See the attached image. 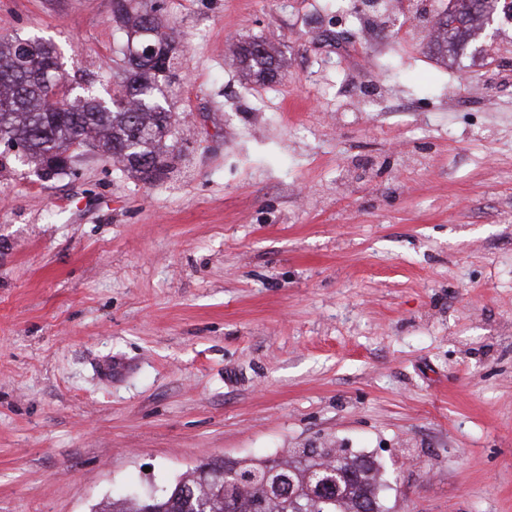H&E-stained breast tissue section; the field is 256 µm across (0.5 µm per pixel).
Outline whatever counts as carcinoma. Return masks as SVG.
<instances>
[{"mask_svg": "<svg viewBox=\"0 0 512 512\" xmlns=\"http://www.w3.org/2000/svg\"><path fill=\"white\" fill-rule=\"evenodd\" d=\"M482 0H455L440 21L442 32L430 47L438 54L448 53V47L471 39L485 24ZM160 27L158 18L149 21L146 14L124 0L120 29L122 41L134 37L141 43L152 39L144 34ZM17 37L0 38V68L9 67L14 77L0 81V98L9 97L12 109L0 112V134L16 142L24 150L22 164L43 166L48 155L65 151L74 144H93L103 157L119 162L125 150L138 156L143 163L130 170L142 175L163 171L170 154L169 138L173 130L172 112L166 107L163 86L174 77L173 65L166 67L148 57L123 71L124 78L114 88L123 98L138 103L134 110L122 105L102 107L77 91L62 103V110L51 112L47 106L49 84L69 80L70 73L44 71V63L54 58V47L39 39H27L24 60L14 61ZM283 52L264 40L237 45L231 61L243 76L255 83L274 81L282 67ZM331 450L308 448L296 455L279 459L280 473L287 476L292 496L269 494L275 475L266 461L247 463L222 460L198 466L201 474L187 472L163 495L146 504L137 497L124 495L112 500L99 512H144L151 506L154 512H257V503L267 502V512H387L383 491L387 487L375 463L360 457L340 468L333 490L325 499L317 496L322 472V458ZM236 469L242 487L226 483L224 466Z\"/></svg>", "mask_w": 512, "mask_h": 512, "instance_id": "cac0c4a2", "label": "carcinoma"}]
</instances>
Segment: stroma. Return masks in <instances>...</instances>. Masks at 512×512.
Returning <instances> with one entry per match:
<instances>
[{"label": "stroma", "mask_w": 512, "mask_h": 512, "mask_svg": "<svg viewBox=\"0 0 512 512\" xmlns=\"http://www.w3.org/2000/svg\"><path fill=\"white\" fill-rule=\"evenodd\" d=\"M180 118L143 181L0 145V512H94L210 460L346 448L389 512H512V21L448 62L351 0H145ZM77 80L112 0H0ZM282 46L244 83L229 43Z\"/></svg>", "instance_id": "35a3bbf8"}]
</instances>
